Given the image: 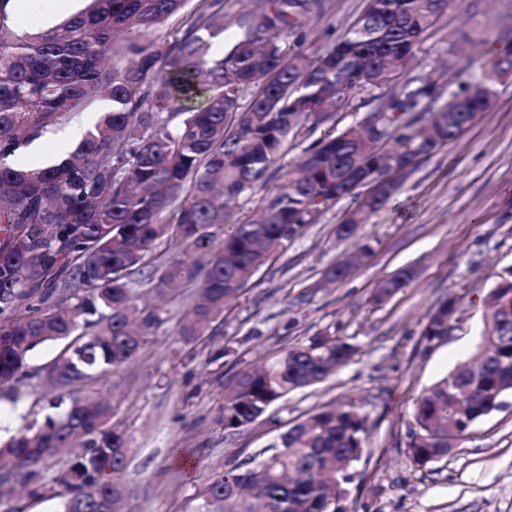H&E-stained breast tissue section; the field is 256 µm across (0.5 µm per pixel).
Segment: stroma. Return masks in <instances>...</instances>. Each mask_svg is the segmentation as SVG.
<instances>
[{"instance_id":"stroma-1","label":"stroma","mask_w":512,"mask_h":512,"mask_svg":"<svg viewBox=\"0 0 512 512\" xmlns=\"http://www.w3.org/2000/svg\"><path fill=\"white\" fill-rule=\"evenodd\" d=\"M84 0H21L10 15L18 32L49 28ZM367 0H326L303 46L325 49L363 13ZM512 20V0H455L422 35L408 75L446 67L458 83L460 62L480 74L484 47ZM356 199L331 205L304 233L275 251L230 301L212 333L186 347L176 340L193 286L174 291L164 322L139 359L78 394H106L129 441L122 473L137 512H203L212 482L236 464L261 457L278 436L325 405L353 402L367 417V447L345 503L348 512H512V407L480 421L440 461L419 466L407 452L419 394L467 359L479 342L482 301L512 269V76L502 78L488 112L453 143L421 159L402 180L395 201L338 237ZM372 256L336 283L324 273L361 244ZM415 265L416 278L386 304L373 305L378 282ZM459 302L460 322L427 338L438 303ZM354 344L357 353L323 382L291 393L240 433H224V401L236 379L320 332ZM63 347H38L28 374L0 385V405H22V423L44 420L61 390L43 379ZM76 454L47 461L34 486H0V512H56L52 478ZM37 495H30V488Z\"/></svg>"}]
</instances>
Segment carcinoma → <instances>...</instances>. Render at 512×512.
Here are the masks:
<instances>
[{
    "label": "carcinoma",
    "mask_w": 512,
    "mask_h": 512,
    "mask_svg": "<svg viewBox=\"0 0 512 512\" xmlns=\"http://www.w3.org/2000/svg\"><path fill=\"white\" fill-rule=\"evenodd\" d=\"M8 2L0 0V317L21 306L27 314L0 327V379L27 375L39 346L75 337L78 345L46 368L63 390L135 361L164 322L176 282L198 284L177 331L179 342H198L274 245L301 236L330 204L370 184L337 228L352 237L398 193L391 155L410 167L455 141L489 110L495 83L512 75L511 28L497 38L489 68L458 91L419 76L392 85L448 0H371L358 22L312 57L298 47L325 0H254L235 18L224 16V0H196L192 9L191 0H89L58 25L22 34L8 24ZM174 19L166 37L152 38ZM218 36L220 56L211 54ZM199 95L205 106L179 105ZM96 101L107 110L70 157L8 164ZM349 112L376 113L380 124L338 128ZM290 144L304 149L277 188ZM257 188L260 220L217 236L239 198ZM170 241L176 251L158 261L159 245ZM195 250L207 252V262L184 264L179 252ZM371 253L358 247L326 279L342 280ZM135 273L149 278L155 304L139 303ZM415 276L413 266L398 269L379 282L372 303L386 304ZM457 312L455 299L440 303L425 336L448 333ZM355 353L352 343L319 334L243 373L224 402V432L239 433ZM510 397L511 270L487 296L473 358L417 398L409 455L421 466L447 456ZM115 416L103 396L70 398L0 448L13 463L0 481L32 482L48 458L79 445L85 451L56 477L62 512L121 509L123 485L106 481V471L121 472L126 460ZM366 423L354 403L317 409L279 435L264 459L213 482L205 512H345Z\"/></svg>",
    "instance_id": "obj_1"
}]
</instances>
